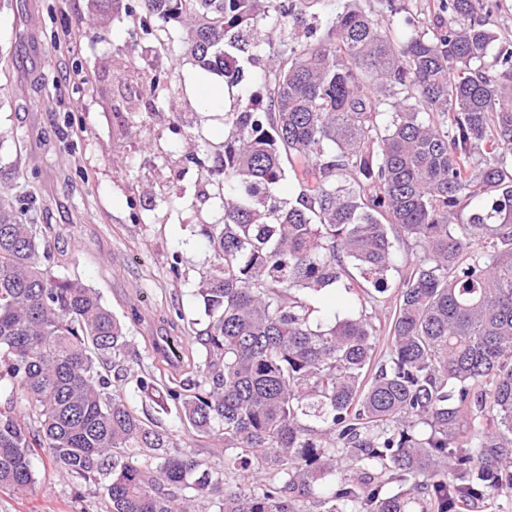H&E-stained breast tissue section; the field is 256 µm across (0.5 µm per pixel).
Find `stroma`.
Masks as SVG:
<instances>
[{"mask_svg": "<svg viewBox=\"0 0 512 512\" xmlns=\"http://www.w3.org/2000/svg\"><path fill=\"white\" fill-rule=\"evenodd\" d=\"M0 0V184L30 196V216L49 240L59 272L99 292L123 322L128 366L135 375L161 364L155 348L181 339L190 352L206 317L195 295L211 268L200 229L221 214L209 198L206 166L191 163L183 131L201 136L209 158L224 152V114L202 93L201 68L190 57L174 68L178 92L153 111L142 92L153 56L151 40L135 37L132 0ZM327 319L362 313L384 318L386 293L367 303L342 288L315 295ZM115 388L179 449L211 463L223 444L187 433L131 382ZM36 488L19 495L0 489V512H105L95 488L76 487L48 461H36Z\"/></svg>", "mask_w": 512, "mask_h": 512, "instance_id": "obj_1", "label": "stroma"}]
</instances>
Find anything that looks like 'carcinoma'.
<instances>
[{
    "label": "carcinoma",
    "mask_w": 512,
    "mask_h": 512,
    "mask_svg": "<svg viewBox=\"0 0 512 512\" xmlns=\"http://www.w3.org/2000/svg\"><path fill=\"white\" fill-rule=\"evenodd\" d=\"M325 2L139 3L158 50L229 90L267 56L262 91L224 113L207 324L161 405L224 464L112 389L130 376L123 325L0 191L1 488L32 490L40 450L107 512H475L512 495V49L489 57V0H437L448 19L403 40L394 0L308 22ZM146 64L157 99L174 75ZM392 229L421 254L380 356L372 317L329 323L308 296L351 288V267L364 295L388 291ZM114 389L121 393L144 417L151 419L158 427L176 436L179 448L177 450L191 453L199 458H204L212 464H222L224 461V445L208 439L199 438L187 433L181 426L175 411L166 413L156 402L145 398L135 387L134 382L122 381L113 383Z\"/></svg>",
    "instance_id": "cac0c4a2"
}]
</instances>
